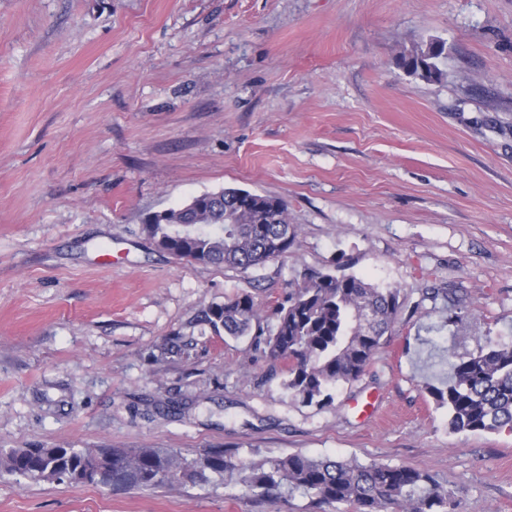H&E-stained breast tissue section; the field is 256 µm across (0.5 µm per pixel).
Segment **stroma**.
I'll return each instance as SVG.
<instances>
[{"label":"stroma","instance_id":"stroma-1","mask_svg":"<svg viewBox=\"0 0 512 512\" xmlns=\"http://www.w3.org/2000/svg\"><path fill=\"white\" fill-rule=\"evenodd\" d=\"M446 45L441 80L396 64ZM283 199L296 244L175 259L148 214ZM307 268L400 291L364 375L307 405L201 311ZM512 340V0H0V448H213L409 466L512 512V430L453 432L427 360ZM0 512H321L212 478L152 491L0 477Z\"/></svg>","mask_w":512,"mask_h":512}]
</instances>
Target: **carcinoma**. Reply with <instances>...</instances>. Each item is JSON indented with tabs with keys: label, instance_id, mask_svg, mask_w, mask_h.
I'll return each instance as SVG.
<instances>
[{
	"label": "carcinoma",
	"instance_id": "cac0c4a2",
	"mask_svg": "<svg viewBox=\"0 0 512 512\" xmlns=\"http://www.w3.org/2000/svg\"><path fill=\"white\" fill-rule=\"evenodd\" d=\"M445 42L401 54L397 64L425 81L442 77L438 61ZM202 209L168 210L161 218L145 217L142 232L176 247L187 241L199 262L248 269L269 260L268 243L280 240L288 253L297 241L288 206L280 198L255 195L240 210L236 189L204 193ZM397 288L381 289L353 274L308 269L300 274L276 307L277 322L264 337L262 307L245 294L202 310V321L215 332L235 338L253 336L267 355L286 368L283 385L292 397L311 404L331 399L330 390L359 379L370 365L382 337L391 331L400 308ZM448 299V325L465 320L453 292ZM441 353L448 381L428 387L437 406L448 410L453 432H496L512 429V344L486 339L476 353L452 358L448 348L432 342ZM153 490L174 484H202L215 474L224 485H235L252 498L282 491L301 492L318 504L342 512H456L452 489L430 474L408 466L310 458L301 454L256 460L234 450L215 448L189 458L165 448H0V476L71 485H105Z\"/></svg>",
	"mask_w": 512,
	"mask_h": 512
}]
</instances>
